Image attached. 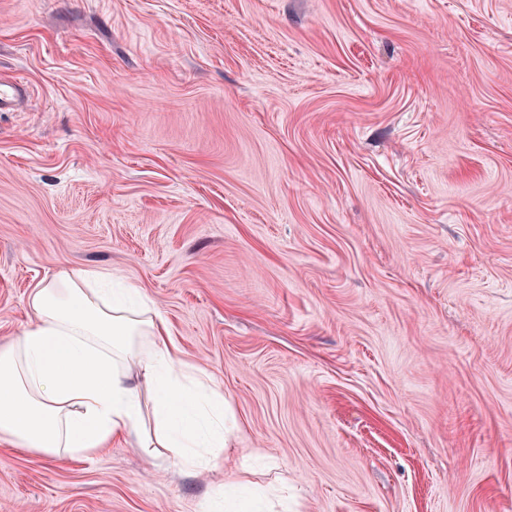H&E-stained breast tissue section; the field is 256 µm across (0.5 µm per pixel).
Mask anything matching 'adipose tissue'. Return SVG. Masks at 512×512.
Segmentation results:
<instances>
[{"mask_svg":"<svg viewBox=\"0 0 512 512\" xmlns=\"http://www.w3.org/2000/svg\"><path fill=\"white\" fill-rule=\"evenodd\" d=\"M29 325L0 347V442L50 456L91 458L124 438L181 471L220 468L224 399L168 344L142 289H109L96 269L60 270L27 296ZM266 491L224 480L212 512H272Z\"/></svg>","mask_w":512,"mask_h":512,"instance_id":"adipose-tissue-1","label":"adipose tissue"}]
</instances>
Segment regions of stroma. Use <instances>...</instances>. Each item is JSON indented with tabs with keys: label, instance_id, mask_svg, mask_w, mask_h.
<instances>
[{
	"label": "stroma",
	"instance_id": "obj_1",
	"mask_svg": "<svg viewBox=\"0 0 512 512\" xmlns=\"http://www.w3.org/2000/svg\"><path fill=\"white\" fill-rule=\"evenodd\" d=\"M0 343L129 282L291 512H512V0H0ZM223 472L0 444V512H208ZM28 94V86L20 78L0 80V112L15 111Z\"/></svg>",
	"mask_w": 512,
	"mask_h": 512
}]
</instances>
